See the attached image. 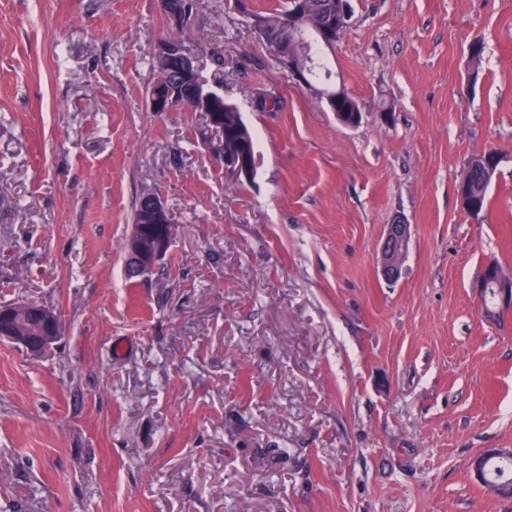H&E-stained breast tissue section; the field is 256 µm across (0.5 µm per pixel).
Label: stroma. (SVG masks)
Listing matches in <instances>:
<instances>
[{"instance_id": "35a3bbf8", "label": "stroma", "mask_w": 512, "mask_h": 512, "mask_svg": "<svg viewBox=\"0 0 512 512\" xmlns=\"http://www.w3.org/2000/svg\"><path fill=\"white\" fill-rule=\"evenodd\" d=\"M194 5L189 48L255 134L244 183L204 113L149 108L162 0H0V305L62 323L39 358L0 342V512H512L467 470L512 448V309L476 288L512 272V0H352L353 128L230 0ZM491 147L476 219L456 188ZM146 193L175 232L133 275ZM281 67L293 80L306 86L307 62L299 52H284L278 56ZM410 239V225L405 220L396 219L393 224H386L377 256L378 270L384 279L396 281L401 277Z\"/></svg>"}]
</instances>
